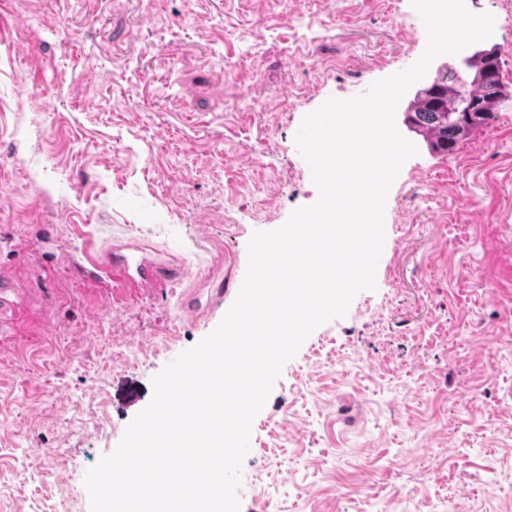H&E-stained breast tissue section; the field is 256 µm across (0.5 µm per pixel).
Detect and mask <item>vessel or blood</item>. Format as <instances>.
Instances as JSON below:
<instances>
[{
	"instance_id": "obj_1",
	"label": "vessel or blood",
	"mask_w": 512,
	"mask_h": 512,
	"mask_svg": "<svg viewBox=\"0 0 512 512\" xmlns=\"http://www.w3.org/2000/svg\"><path fill=\"white\" fill-rule=\"evenodd\" d=\"M81 271L85 277L102 282L109 289L147 287L187 274L186 269L181 266L174 267L145 259L134 260L118 246L102 254L86 257ZM223 301L224 289L218 286L210 289L208 298L204 301L197 295H190L185 306L193 313L202 309L210 312Z\"/></svg>"
}]
</instances>
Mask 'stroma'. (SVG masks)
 Here are the masks:
<instances>
[{"label":"stroma","mask_w":512,"mask_h":512,"mask_svg":"<svg viewBox=\"0 0 512 512\" xmlns=\"http://www.w3.org/2000/svg\"><path fill=\"white\" fill-rule=\"evenodd\" d=\"M491 13L507 93L448 156L418 149L385 207L376 287L316 328L252 424L240 512H512V0ZM427 44L410 0H0V512H90L152 379L222 321L254 232L319 192L295 137ZM186 278L107 296L85 242ZM224 302V281H221L217 287L210 288L205 306L201 304L200 298L196 294H191L185 302L188 311L196 313L202 308L207 312H212L216 307Z\"/></svg>","instance_id":"stroma-1"}]
</instances>
